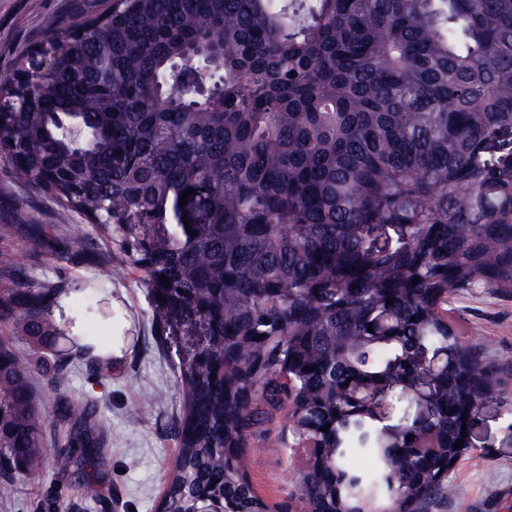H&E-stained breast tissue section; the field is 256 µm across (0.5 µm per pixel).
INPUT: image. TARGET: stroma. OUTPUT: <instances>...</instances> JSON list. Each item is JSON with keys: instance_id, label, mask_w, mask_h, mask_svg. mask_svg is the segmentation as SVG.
<instances>
[{"instance_id": "obj_1", "label": "stroma", "mask_w": 512, "mask_h": 512, "mask_svg": "<svg viewBox=\"0 0 512 512\" xmlns=\"http://www.w3.org/2000/svg\"><path fill=\"white\" fill-rule=\"evenodd\" d=\"M107 0H0V75L44 32V20L75 21L98 12ZM78 213L26 181L0 152V275L23 271L25 281H52L63 294L51 308L62 337L44 349L49 363L65 366L54 383L35 371L33 393L45 405L56 391L75 402L98 403L97 424L105 441L106 466L81 458L64 476L46 470L12 481L0 512H155L177 454L174 425L185 399L177 382L182 340L159 334L140 274L120 249L89 236L84 251L68 249ZM110 261H101L102 252ZM448 316L486 362L507 368L505 394L512 399V292L477 288L448 301ZM96 334L109 344L111 362L75 358L70 339ZM287 419L275 414L246 451L248 476L270 505L287 502L304 461L283 434ZM472 450L454 468L447 512H512V421L498 411L475 422Z\"/></svg>"}]
</instances>
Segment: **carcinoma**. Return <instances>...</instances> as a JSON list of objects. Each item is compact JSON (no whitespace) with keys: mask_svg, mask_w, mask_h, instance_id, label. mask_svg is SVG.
<instances>
[{"mask_svg":"<svg viewBox=\"0 0 512 512\" xmlns=\"http://www.w3.org/2000/svg\"><path fill=\"white\" fill-rule=\"evenodd\" d=\"M46 28L43 73L0 77V151L119 242L161 332L157 295L195 314L159 512H273L245 451L275 412L309 449L280 512H446L474 421L512 414L448 321L512 289V0H114ZM61 294L1 278L0 317L42 350ZM31 377L0 343L3 492L74 463ZM55 410L97 457L96 407Z\"/></svg>","mask_w":512,"mask_h":512,"instance_id":"1","label":"carcinoma"}]
</instances>
